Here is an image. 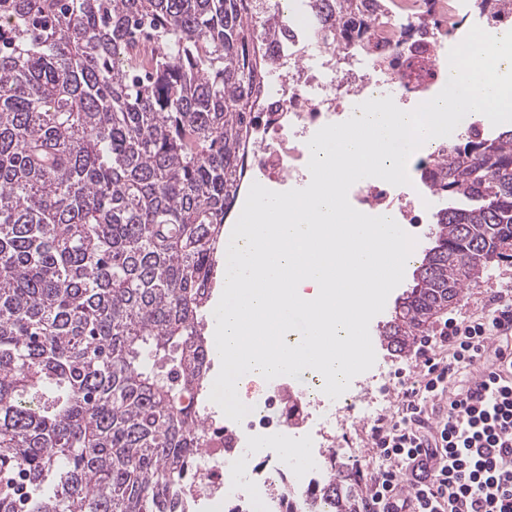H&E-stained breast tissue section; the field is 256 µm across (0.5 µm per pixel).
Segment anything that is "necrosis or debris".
Wrapping results in <instances>:
<instances>
[{
	"label": "necrosis or debris",
	"mask_w": 512,
	"mask_h": 512,
	"mask_svg": "<svg viewBox=\"0 0 512 512\" xmlns=\"http://www.w3.org/2000/svg\"><path fill=\"white\" fill-rule=\"evenodd\" d=\"M472 10L470 0H406L386 9L364 47L350 53L332 50L297 26L266 43L264 87L248 156L251 172L264 183L302 184L309 174L304 141L325 125L346 120L354 104L393 88L402 101L425 102L430 88L446 78L439 64L441 31L462 28ZM434 204L428 190L409 196L386 182L363 183L354 197L355 207L395 212L404 224L421 223ZM323 386L316 372L299 388L284 377L250 380L246 392L252 410L242 422L219 425L206 419V446L183 481L182 493L215 512H249L257 500L265 502L268 512H285L280 474H288L293 489L303 492L322 483L328 458L354 460L361 442L357 434L346 435L335 453L310 452L302 472H287L276 449L258 445L260 438L303 427L325 404ZM387 402L376 379L354 382L328 429L343 427L355 413L382 415Z\"/></svg>",
	"instance_id": "obj_1"
}]
</instances>
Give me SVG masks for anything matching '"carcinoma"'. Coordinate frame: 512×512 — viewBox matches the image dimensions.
I'll return each instance as SVG.
<instances>
[{
  "label": "carcinoma",
  "mask_w": 512,
  "mask_h": 512,
  "mask_svg": "<svg viewBox=\"0 0 512 512\" xmlns=\"http://www.w3.org/2000/svg\"><path fill=\"white\" fill-rule=\"evenodd\" d=\"M330 2L313 36L362 45L381 3ZM290 22L254 0H0V512H190L205 311L262 48ZM433 155L419 180L452 205L377 326L395 356L512 244V128ZM329 473L310 512H360Z\"/></svg>",
  "instance_id": "cac0c4a2"
}]
</instances>
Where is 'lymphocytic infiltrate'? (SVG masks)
Returning <instances> with one entry per match:
<instances>
[{"label":"lymphocytic infiltrate","mask_w":512,"mask_h":512,"mask_svg":"<svg viewBox=\"0 0 512 512\" xmlns=\"http://www.w3.org/2000/svg\"><path fill=\"white\" fill-rule=\"evenodd\" d=\"M512 290L426 337L398 411L372 429L368 512H512ZM482 390L453 389L460 370Z\"/></svg>","instance_id":"lymphocytic-infiltrate-1"}]
</instances>
